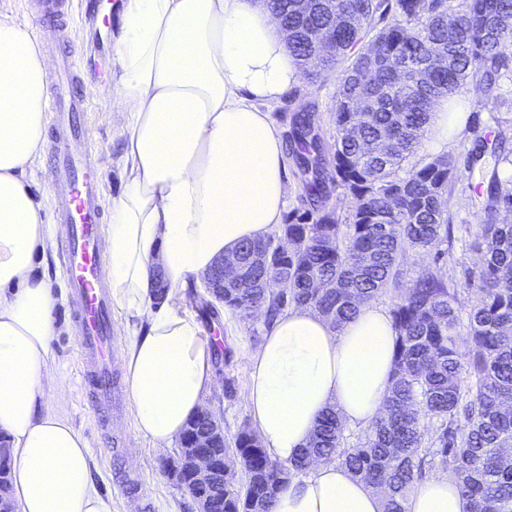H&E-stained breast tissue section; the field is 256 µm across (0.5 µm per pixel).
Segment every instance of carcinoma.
I'll use <instances>...</instances> for the list:
<instances>
[{"label":"carcinoma","mask_w":512,"mask_h":512,"mask_svg":"<svg viewBox=\"0 0 512 512\" xmlns=\"http://www.w3.org/2000/svg\"><path fill=\"white\" fill-rule=\"evenodd\" d=\"M265 2L288 29L302 75L311 83L337 75L330 179L354 209L341 222L328 207L315 112L295 113L288 139L307 208L239 246L241 276L225 286L224 307L245 319L258 306L270 324L288 307L304 306L336 329L391 294L392 377L382 413L358 443L348 444L329 408L297 459L283 466L244 428L231 443L214 439L208 451L242 459L245 480L232 476L222 490L189 492L209 495L213 512H271L279 487L319 458L383 493V512H405L414 483L440 465L471 512H512V172L495 167L477 189L485 209L506 219L483 225L473 242L481 265L466 318L451 280L432 272L408 280L401 269L410 250L438 260L451 246L444 197L477 156L467 153L462 168L444 154L404 164L417 155L436 101L464 110L452 96L469 79L482 84L499 123L501 83L512 77V0H315L310 11L302 0ZM323 30L336 45L330 56L317 50ZM438 48L448 51V64L435 69ZM213 422L210 413L190 418L181 441Z\"/></svg>","instance_id":"1"}]
</instances>
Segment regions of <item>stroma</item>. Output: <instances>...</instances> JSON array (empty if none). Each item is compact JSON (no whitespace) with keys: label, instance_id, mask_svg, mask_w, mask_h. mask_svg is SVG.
<instances>
[{"label":"stroma","instance_id":"35a3bbf8","mask_svg":"<svg viewBox=\"0 0 512 512\" xmlns=\"http://www.w3.org/2000/svg\"><path fill=\"white\" fill-rule=\"evenodd\" d=\"M75 37L66 44L79 64H92L97 74L87 84L91 108L87 115L90 129L89 143L103 159L102 182L105 200H112L124 187L120 164L121 146L112 137V127L120 122L119 113L110 109L107 96L112 80L113 59L110 50L95 51V27L74 15ZM335 78L314 84L301 81L294 93L286 94L271 110L275 125L289 129L296 111L312 105L319 116L323 145L334 140L335 130L330 115L336 109ZM469 96L466 103L473 111L477 123L476 135L503 138L512 144V82L504 83L502 95L507 104L498 113L500 121L487 125L489 106L478 82L466 83ZM476 175L458 180L445 197V206L453 217L456 241L448 253L446 264L435 263L425 253H408L403 261L405 277L431 271L451 279L458 290L459 308H469L474 295L469 286V273L480 264V256L471 247V241L480 224L486 223L488 213L473 205ZM57 332L52 340L55 371L68 384L65 410L68 418L87 441L92 455V478L100 492L112 499V512H146L145 502H152L153 512H197L191 496L181 488L168 472V462L178 452L177 446L156 448L136 428L134 404L124 397L123 408L108 426H98L90 401V393L82 380L81 364L77 357V336L69 319L65 301L56 307ZM202 339L215 352L213 386L205 396L210 413L224 428L226 439H233L242 429L254 428L255 423L245 406V395L251 379V353L264 340L266 334L262 320H248L224 312L220 319L201 317ZM136 469L141 492L129 494L125 489L126 469Z\"/></svg>","mask_w":512,"mask_h":512}]
</instances>
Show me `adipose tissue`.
<instances>
[{
	"instance_id": "1",
	"label": "adipose tissue",
	"mask_w": 512,
	"mask_h": 512,
	"mask_svg": "<svg viewBox=\"0 0 512 512\" xmlns=\"http://www.w3.org/2000/svg\"><path fill=\"white\" fill-rule=\"evenodd\" d=\"M112 45V135L124 190L112 200V302L144 324L125 349L139 432L158 448L205 407L212 354L195 316L156 303L158 281L186 288L219 257L280 224L285 143L270 109L302 75L264 0H122ZM49 59L35 29L0 14V437L12 448L20 512H112L93 485L87 442L61 413L51 370L57 298L37 271L52 240L29 171L45 142ZM395 332L360 308L341 329L291 307L252 353L246 408L271 458L290 464L320 414L371 425L383 410ZM406 512H469L445 473L416 482ZM272 512H383L382 495L334 463L279 490Z\"/></svg>"
}]
</instances>
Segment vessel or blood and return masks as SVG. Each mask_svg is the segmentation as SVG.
<instances>
[{
  "instance_id": "1",
  "label": "vessel or blood",
  "mask_w": 512,
  "mask_h": 512,
  "mask_svg": "<svg viewBox=\"0 0 512 512\" xmlns=\"http://www.w3.org/2000/svg\"><path fill=\"white\" fill-rule=\"evenodd\" d=\"M70 6V0H36L34 4L42 48L55 59L50 73L55 132L48 152L49 185L57 201L56 220L65 226L61 278L70 318L93 387V404L97 411L108 413L122 406L118 366L112 353V298L103 277L109 246L101 230L100 159L83 148L89 139L83 120L89 110L84 72L60 50L73 36L62 21Z\"/></svg>"
}]
</instances>
